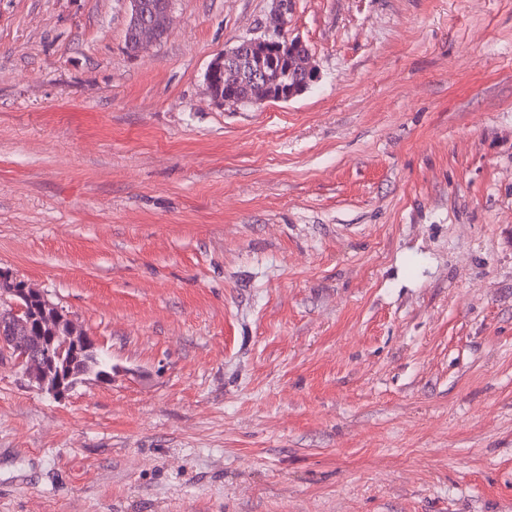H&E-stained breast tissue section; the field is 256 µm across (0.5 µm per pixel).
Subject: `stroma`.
Here are the masks:
<instances>
[{"mask_svg":"<svg viewBox=\"0 0 512 512\" xmlns=\"http://www.w3.org/2000/svg\"><path fill=\"white\" fill-rule=\"evenodd\" d=\"M0 0V271L112 361L0 362V512H512V0ZM274 4V17L266 33L259 37L239 40L210 64L205 81L212 98L220 105L235 110L240 106H258L266 102H287L318 81L319 73L311 60L310 50L302 40L291 38L288 33V16L293 12L295 0H274ZM303 49L306 51L303 68L295 71L294 60L297 53ZM245 53H249L248 76L253 82L268 81L270 72H276L277 77L271 91L264 96L248 98L254 94L255 88L250 82L242 81L238 86L227 89L242 99H237L232 94H226L222 98L213 88L215 79L217 91L223 95L224 77L219 73L226 70L230 79L239 77L235 68L231 70L229 66L232 60ZM275 54L281 62L279 69H276L278 60ZM284 61L286 68L282 72Z\"/></svg>","mask_w":512,"mask_h":512,"instance_id":"35a3bbf8","label":"stroma"}]
</instances>
